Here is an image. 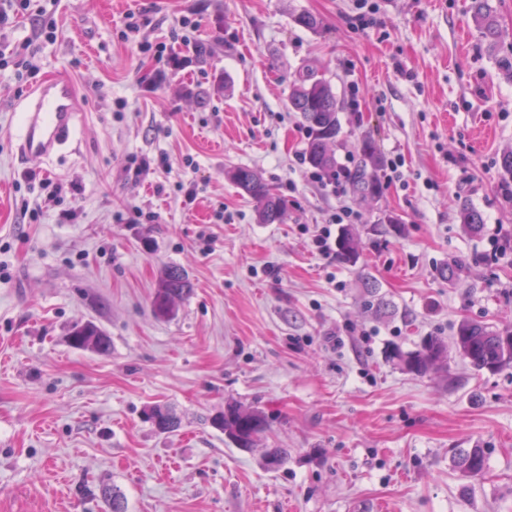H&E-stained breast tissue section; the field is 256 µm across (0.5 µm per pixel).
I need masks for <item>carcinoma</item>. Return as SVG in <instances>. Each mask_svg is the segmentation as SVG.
<instances>
[{
    "mask_svg": "<svg viewBox=\"0 0 512 512\" xmlns=\"http://www.w3.org/2000/svg\"><path fill=\"white\" fill-rule=\"evenodd\" d=\"M469 11L499 73L512 81V52L502 53L499 50L500 32L490 0H470ZM288 101L292 111L300 114L307 131L306 163L321 172L335 171L336 158L331 146L336 143L342 126L336 94L330 83L315 69L307 68L291 81ZM360 151L363 161L350 170L348 183L353 194L375 198L382 189L379 171L384 161L369 137H363ZM229 174L231 182L255 203L260 223L282 221L285 213L283 199L255 170L237 166ZM459 220L471 231L479 230L482 224L481 214L467 206L460 208ZM361 249L360 239L349 231L343 232L336 241V256L346 263L356 262ZM191 288V282L182 269L167 268L157 282L152 301L154 313L158 316L172 314L175 300L187 296ZM68 341L75 348L101 354L111 349L110 337L92 322L75 324ZM454 346L459 356L478 370L494 367L502 371L512 366V348L504 346L500 333L479 322L460 321L455 331ZM447 352L448 347L442 338L429 336L415 350L405 352L398 346L393 347L388 358L397 361L406 372L424 376L440 366ZM146 416L160 434L175 432L181 426L176 414L165 407L154 406ZM212 424L224 431V435L240 449L253 447L256 439L268 429L262 412L240 404L227 405L224 413L212 419ZM454 464L466 476L482 479L487 472V449L478 445L460 448L455 453ZM99 493L107 503L108 512H126L119 490L103 484L99 486Z\"/></svg>",
    "mask_w": 512,
    "mask_h": 512,
    "instance_id": "1",
    "label": "carcinoma"
}]
</instances>
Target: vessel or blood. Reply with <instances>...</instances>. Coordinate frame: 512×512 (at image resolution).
Returning a JSON list of instances; mask_svg holds the SVG:
<instances>
[{
  "mask_svg": "<svg viewBox=\"0 0 512 512\" xmlns=\"http://www.w3.org/2000/svg\"><path fill=\"white\" fill-rule=\"evenodd\" d=\"M83 119L79 98L66 74L32 87L20 104L17 155L48 159L71 142Z\"/></svg>",
  "mask_w": 512,
  "mask_h": 512,
  "instance_id": "b4317fda",
  "label": "vessel or blood"
}]
</instances>
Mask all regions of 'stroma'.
I'll list each match as a JSON object with an SVG mask.
<instances>
[{
	"instance_id": "stroma-1",
	"label": "stroma",
	"mask_w": 512,
	"mask_h": 512,
	"mask_svg": "<svg viewBox=\"0 0 512 512\" xmlns=\"http://www.w3.org/2000/svg\"><path fill=\"white\" fill-rule=\"evenodd\" d=\"M368 4L359 27L356 0H46L56 37L39 40L32 82L0 69V512H106L104 481L126 512H512V368L452 352L421 377L386 358L465 318L512 332L498 165L512 82L469 0ZM197 43L206 65L189 60ZM308 65L338 100L337 163L367 135L396 161L379 197L336 195L301 162L289 82ZM59 71L87 117L62 154L22 161L17 103ZM235 166L276 189L282 223H259ZM343 209L362 241L353 264L314 243L327 225L340 235ZM451 260L460 278L440 275ZM170 266L192 290L162 319L152 298ZM368 282L387 315L365 308ZM86 321L108 354L67 342ZM230 402L267 417L251 451L210 422ZM154 405L180 430L156 432ZM477 444L488 470L472 481L452 455ZM270 448L288 451L279 469Z\"/></svg>"
}]
</instances>
